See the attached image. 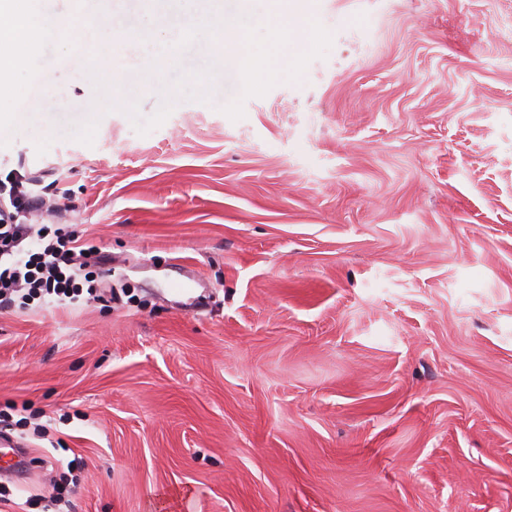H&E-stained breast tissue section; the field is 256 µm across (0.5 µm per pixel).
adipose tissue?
Instances as JSON below:
<instances>
[{
  "instance_id": "obj_1",
  "label": "adipose tissue",
  "mask_w": 512,
  "mask_h": 512,
  "mask_svg": "<svg viewBox=\"0 0 512 512\" xmlns=\"http://www.w3.org/2000/svg\"><path fill=\"white\" fill-rule=\"evenodd\" d=\"M69 29L68 22L38 9L35 0H0V86L39 41L61 38Z\"/></svg>"
}]
</instances>
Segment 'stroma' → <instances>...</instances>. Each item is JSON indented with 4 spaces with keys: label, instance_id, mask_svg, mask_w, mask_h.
<instances>
[{
    "label": "stroma",
    "instance_id": "1",
    "mask_svg": "<svg viewBox=\"0 0 512 512\" xmlns=\"http://www.w3.org/2000/svg\"><path fill=\"white\" fill-rule=\"evenodd\" d=\"M85 0L14 76L0 178L44 171L112 257L111 298L0 312V512H512V0H314L333 36L297 83L178 100L148 135L99 51L147 84L212 66L173 45L201 8ZM191 275L186 295L166 283ZM25 426H18V419ZM47 429L34 435L35 426Z\"/></svg>",
    "mask_w": 512,
    "mask_h": 512
}]
</instances>
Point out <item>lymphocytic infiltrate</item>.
<instances>
[{
    "instance_id": "lymphocytic-infiltrate-1",
    "label": "lymphocytic infiltrate",
    "mask_w": 512,
    "mask_h": 512,
    "mask_svg": "<svg viewBox=\"0 0 512 512\" xmlns=\"http://www.w3.org/2000/svg\"><path fill=\"white\" fill-rule=\"evenodd\" d=\"M111 256L58 224H26L0 211V309L35 299L101 298L93 271Z\"/></svg>"
}]
</instances>
